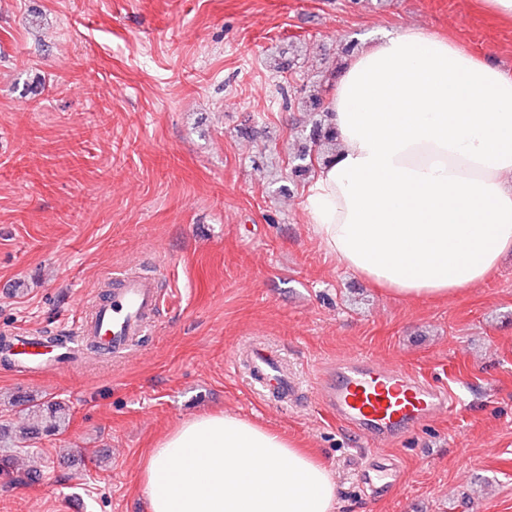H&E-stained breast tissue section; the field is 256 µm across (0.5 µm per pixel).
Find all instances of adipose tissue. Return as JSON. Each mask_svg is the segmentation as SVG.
<instances>
[{
  "label": "adipose tissue",
  "instance_id": "ef3b65f1",
  "mask_svg": "<svg viewBox=\"0 0 512 512\" xmlns=\"http://www.w3.org/2000/svg\"><path fill=\"white\" fill-rule=\"evenodd\" d=\"M340 148L305 196L350 272L406 298L446 297L512 254V74L408 27L347 59L327 94ZM149 512H335L330 470L230 413L181 422L142 470Z\"/></svg>",
  "mask_w": 512,
  "mask_h": 512
}]
</instances>
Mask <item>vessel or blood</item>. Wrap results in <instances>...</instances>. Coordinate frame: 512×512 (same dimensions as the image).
Here are the masks:
<instances>
[{"label": "vessel or blood", "mask_w": 512, "mask_h": 512, "mask_svg": "<svg viewBox=\"0 0 512 512\" xmlns=\"http://www.w3.org/2000/svg\"><path fill=\"white\" fill-rule=\"evenodd\" d=\"M161 278L156 270L110 271L106 294L73 314L67 326L72 343H54L35 330L8 332L0 335V356L11 360L17 375L49 380L80 366L88 354L128 355L156 327V314L169 299ZM230 360L244 367L250 387L266 399L285 405L303 393L287 355L259 337L233 349ZM311 390L365 447L360 480L377 497L400 477L396 460L382 454L381 446L447 414L455 403L446 388L424 375L358 355L331 366Z\"/></svg>", "instance_id": "b4317fda"}]
</instances>
